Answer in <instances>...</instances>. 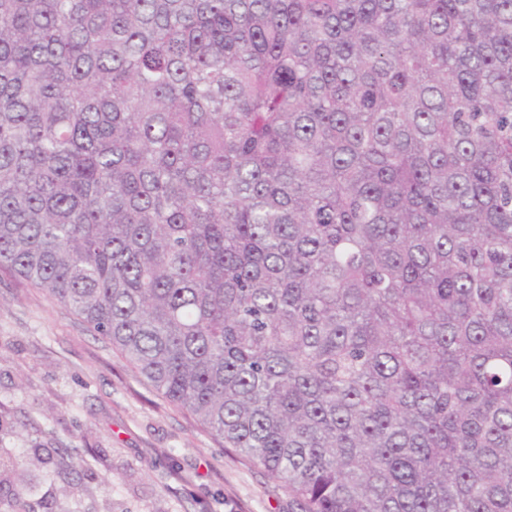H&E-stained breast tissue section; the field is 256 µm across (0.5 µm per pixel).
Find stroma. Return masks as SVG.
Returning a JSON list of instances; mask_svg holds the SVG:
<instances>
[{"label":"stroma","mask_w":512,"mask_h":512,"mask_svg":"<svg viewBox=\"0 0 512 512\" xmlns=\"http://www.w3.org/2000/svg\"><path fill=\"white\" fill-rule=\"evenodd\" d=\"M36 452L32 512H297L106 338L0 269V457Z\"/></svg>","instance_id":"35a3bbf8"}]
</instances>
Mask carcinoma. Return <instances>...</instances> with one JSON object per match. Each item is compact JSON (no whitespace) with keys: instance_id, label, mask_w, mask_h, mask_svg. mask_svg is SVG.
Segmentation results:
<instances>
[{"instance_id":"cac0c4a2","label":"carcinoma","mask_w":512,"mask_h":512,"mask_svg":"<svg viewBox=\"0 0 512 512\" xmlns=\"http://www.w3.org/2000/svg\"><path fill=\"white\" fill-rule=\"evenodd\" d=\"M1 268L299 512H512V0H0Z\"/></svg>"}]
</instances>
